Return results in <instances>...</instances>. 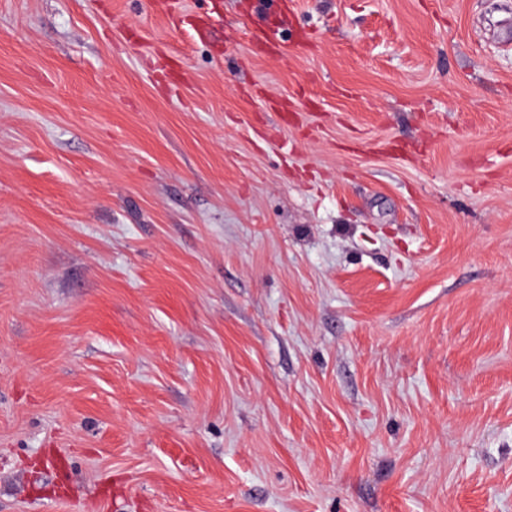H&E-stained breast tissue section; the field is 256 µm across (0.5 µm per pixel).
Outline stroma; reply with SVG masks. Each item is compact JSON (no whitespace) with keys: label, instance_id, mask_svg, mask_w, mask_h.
<instances>
[{"label":"stroma","instance_id":"stroma-1","mask_svg":"<svg viewBox=\"0 0 512 512\" xmlns=\"http://www.w3.org/2000/svg\"><path fill=\"white\" fill-rule=\"evenodd\" d=\"M0 512H512V0H0Z\"/></svg>","mask_w":512,"mask_h":512}]
</instances>
